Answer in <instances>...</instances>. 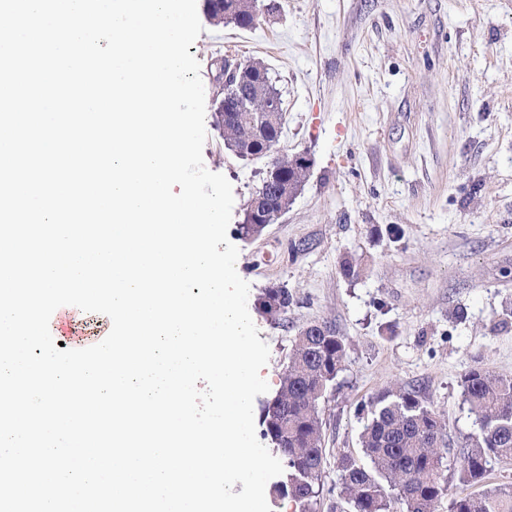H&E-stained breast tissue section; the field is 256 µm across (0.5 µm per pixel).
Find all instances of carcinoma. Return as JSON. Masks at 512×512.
I'll list each match as a JSON object with an SVG mask.
<instances>
[{"instance_id": "1", "label": "carcinoma", "mask_w": 512, "mask_h": 512, "mask_svg": "<svg viewBox=\"0 0 512 512\" xmlns=\"http://www.w3.org/2000/svg\"><path fill=\"white\" fill-rule=\"evenodd\" d=\"M207 17L216 25L255 24L253 0H205ZM249 70L241 87L230 80L218 107L224 145L235 147L248 159L264 158L276 151L283 114L263 108L281 98L269 71L259 60H246ZM281 186L266 195V212L275 223L293 203L306 182L313 163L302 164L288 155L278 157ZM286 288H267L259 307L268 320L279 323L292 305ZM346 338L326 322L302 327L294 339L280 387L261 411L263 438L274 445L283 465L273 495L288 499L293 512H315L321 474L326 462L320 401L344 369ZM465 401L477 430L459 452L447 459L446 424L415 390L386 389L361 404L365 423L360 444L368 463L343 453L338 498L344 512H392L398 502L405 512H436L447 494V470L463 485L480 483L491 459L512 458V377L482 368L463 378ZM448 512H512V488H495L452 499Z\"/></svg>"}]
</instances>
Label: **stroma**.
Returning a JSON list of instances; mask_svg holds the SVG:
<instances>
[{"instance_id": "stroma-1", "label": "stroma", "mask_w": 512, "mask_h": 512, "mask_svg": "<svg viewBox=\"0 0 512 512\" xmlns=\"http://www.w3.org/2000/svg\"><path fill=\"white\" fill-rule=\"evenodd\" d=\"M247 29L214 25L189 52L205 90V167L233 187L227 236L250 285L277 391L291 341L311 322L345 336L347 359L321 401L326 463L316 512H333L337 458L360 456L357 408L417 387L457 448L477 428L463 377H512V0H274ZM256 59L282 94L279 153L314 165L258 238L235 226L266 159L236 157L216 119L212 55ZM360 258L347 277L340 262ZM288 288L287 326L259 311Z\"/></svg>"}]
</instances>
